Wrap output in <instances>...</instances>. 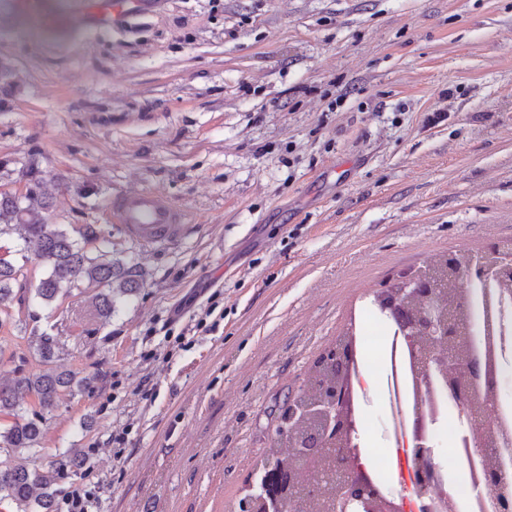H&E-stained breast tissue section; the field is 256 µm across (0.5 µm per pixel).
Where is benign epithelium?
<instances>
[{"instance_id":"obj_1","label":"benign epithelium","mask_w":512,"mask_h":512,"mask_svg":"<svg viewBox=\"0 0 512 512\" xmlns=\"http://www.w3.org/2000/svg\"><path fill=\"white\" fill-rule=\"evenodd\" d=\"M475 274L497 279L512 276V241L448 254L446 288L419 273L403 272L373 293L376 307L404 336L421 373L446 376L448 365L455 364L461 377L471 376L474 363L468 355L459 297ZM352 353L353 349L338 343L322 352L318 365L337 363ZM350 404L339 376L327 379L311 404L288 401L282 409L280 435L295 449L297 469H287L272 458L266 461L263 492L242 493L238 512H288L314 500L325 502L322 512H396L368 471L347 456L346 448L357 437ZM413 455L423 478H429L439 465L432 449L419 443Z\"/></svg>"}]
</instances>
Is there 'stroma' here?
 <instances>
[{
    "label": "stroma",
    "mask_w": 512,
    "mask_h": 512,
    "mask_svg": "<svg viewBox=\"0 0 512 512\" xmlns=\"http://www.w3.org/2000/svg\"><path fill=\"white\" fill-rule=\"evenodd\" d=\"M0 0V191L93 225L143 285L39 310L95 387L43 415L31 468L89 512H237L288 390L397 272L512 239V0ZM130 192L183 214L128 236ZM0 326V377L27 354ZM111 207L129 235L147 243L167 240L181 229V213L160 195L129 193Z\"/></svg>",
    "instance_id": "1"
}]
</instances>
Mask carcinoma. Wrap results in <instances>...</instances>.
Wrapping results in <instances>:
<instances>
[{
    "label": "carcinoma",
    "mask_w": 512,
    "mask_h": 512,
    "mask_svg": "<svg viewBox=\"0 0 512 512\" xmlns=\"http://www.w3.org/2000/svg\"><path fill=\"white\" fill-rule=\"evenodd\" d=\"M20 174L24 194L0 193V236L17 233L26 241H35L37 263L46 273L35 287L27 288L20 279L21 268L0 254V326L13 319L9 304L25 305L30 292L36 305L50 308L61 296L90 290L99 315L112 318L117 303L137 295L143 285L136 265L107 251L90 253L87 245L97 239L90 224L75 236L63 225L49 223L46 213L51 202L42 190L41 171L28 165ZM63 349L58 337L34 326L29 352L38 359L40 369H17L13 377L0 378V418L11 419L0 426V502L11 504L12 512H55L58 480L65 471L85 464L82 450L73 445L42 468L31 469L19 461L23 452L40 447L43 439L42 417L27 413L24 400L32 398L49 411L63 395L89 391L97 382L94 374L60 368Z\"/></svg>",
    "instance_id": "1"
}]
</instances>
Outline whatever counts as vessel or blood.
<instances>
[{"instance_id":"obj_1","label":"vessel or blood","mask_w":512,"mask_h":512,"mask_svg":"<svg viewBox=\"0 0 512 512\" xmlns=\"http://www.w3.org/2000/svg\"><path fill=\"white\" fill-rule=\"evenodd\" d=\"M111 207L129 235L147 243L167 240L181 229V213L159 195L130 193Z\"/></svg>"}]
</instances>
